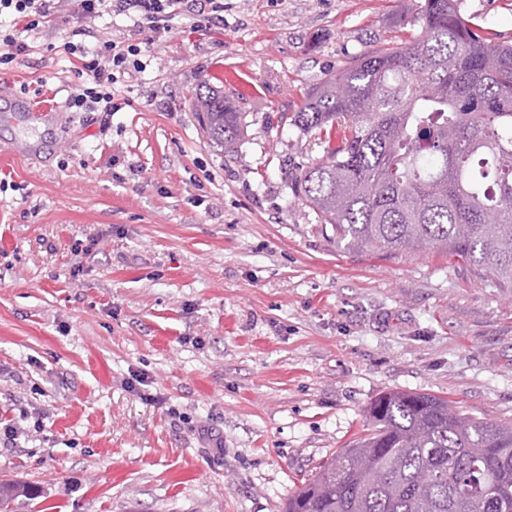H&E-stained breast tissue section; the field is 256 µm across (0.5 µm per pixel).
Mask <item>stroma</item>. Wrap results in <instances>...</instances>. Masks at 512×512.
Returning a JSON list of instances; mask_svg holds the SVG:
<instances>
[{
    "label": "stroma",
    "mask_w": 512,
    "mask_h": 512,
    "mask_svg": "<svg viewBox=\"0 0 512 512\" xmlns=\"http://www.w3.org/2000/svg\"><path fill=\"white\" fill-rule=\"evenodd\" d=\"M422 0H224L123 76L118 112H67L76 77L28 38L0 88L60 108L54 148L0 111V512H282L396 390L512 424V288L448 256L338 244L292 194L320 157L279 121ZM512 43V0H459ZM220 79L243 114L228 156L191 98Z\"/></svg>",
    "instance_id": "obj_1"
}]
</instances>
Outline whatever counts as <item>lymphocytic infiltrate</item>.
<instances>
[{"mask_svg": "<svg viewBox=\"0 0 512 512\" xmlns=\"http://www.w3.org/2000/svg\"><path fill=\"white\" fill-rule=\"evenodd\" d=\"M110 14L129 19L133 30L145 40L137 44L105 38L88 51L70 41L63 43L64 53L78 55L80 61L76 73L81 81L65 100L70 111H119L112 87L119 75L141 70L143 47L173 33L180 21L194 28L220 27L224 0H0V17L8 19L6 29L0 30V66H12L28 51L22 33L34 35L70 18L77 22L75 35L81 36L92 32L96 22Z\"/></svg>", "mask_w": 512, "mask_h": 512, "instance_id": "obj_1", "label": "lymphocytic infiltrate"}]
</instances>
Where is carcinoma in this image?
Listing matches in <instances>:
<instances>
[{
  "label": "carcinoma",
  "instance_id": "1",
  "mask_svg": "<svg viewBox=\"0 0 512 512\" xmlns=\"http://www.w3.org/2000/svg\"><path fill=\"white\" fill-rule=\"evenodd\" d=\"M418 38L355 56L309 89L290 125L319 160L293 195L352 251H438L512 288V44L458 0H424ZM194 112L232 156L242 113L203 82ZM369 428L288 497L283 512H512V425L388 392Z\"/></svg>",
  "mask_w": 512,
  "mask_h": 512
}]
</instances>
